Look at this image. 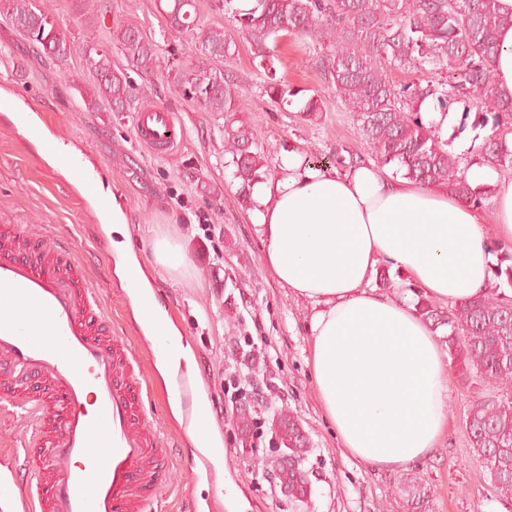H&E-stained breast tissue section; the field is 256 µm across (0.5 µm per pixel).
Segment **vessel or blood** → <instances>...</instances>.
Listing matches in <instances>:
<instances>
[{"label":"vessel or blood","instance_id":"vessel-or-blood-1","mask_svg":"<svg viewBox=\"0 0 512 512\" xmlns=\"http://www.w3.org/2000/svg\"><path fill=\"white\" fill-rule=\"evenodd\" d=\"M138 142L168 155L184 132L164 108L138 112ZM50 154L88 194L97 180L86 153ZM28 239L0 229V408L18 405L31 428L0 449V474L18 486L6 512H146L166 457L144 408L153 387L139 373L138 341L113 335L79 256L59 247L40 262L22 256ZM199 380L172 370L181 435L196 428Z\"/></svg>","mask_w":512,"mask_h":512}]
</instances>
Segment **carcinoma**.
Masks as SVG:
<instances>
[{"mask_svg": "<svg viewBox=\"0 0 512 512\" xmlns=\"http://www.w3.org/2000/svg\"><path fill=\"white\" fill-rule=\"evenodd\" d=\"M168 26L194 32L191 61L173 77L174 87L210 112L237 111V83L230 75L207 69L211 59H232L234 42L220 28H199L196 0H159ZM224 14L252 38L255 57L264 64L265 92L283 103L300 102L311 118L322 100L303 94L276 77L270 44L296 34L316 41L308 62L336 91L353 115L361 139L381 166L423 186L443 187L477 206L491 198L490 189L475 190L466 179L474 164L499 173L512 172V97L499 90L493 60L500 28L508 23L496 0H218ZM0 14L44 56L62 61L76 47L56 25L43 0H0ZM127 68L112 69L109 51L87 46L86 62L96 73L83 111L126 112L137 98L132 74L150 77L155 44L133 27L109 32ZM402 72L434 71L442 78L396 84L390 68ZM474 103L481 127L490 133L470 155L448 150L436 124L425 121L421 105L428 99L442 108L448 99ZM256 135L249 122L224 127V151L231 156L240 182L238 203L253 206L251 189L268 172L254 151ZM419 317L442 338L453 360L499 390L468 411L466 425L472 452L481 458L495 492L512 498V296L502 291L454 303L444 311L417 295ZM276 434L288 448V468L278 467L288 493H304L299 465L308 438L293 416L277 419Z\"/></svg>", "mask_w": 512, "mask_h": 512, "instance_id": "1", "label": "carcinoma"}]
</instances>
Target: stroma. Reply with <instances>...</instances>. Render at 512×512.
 Wrapping results in <instances>:
<instances>
[{"label": "stroma", "mask_w": 512, "mask_h": 512, "mask_svg": "<svg viewBox=\"0 0 512 512\" xmlns=\"http://www.w3.org/2000/svg\"><path fill=\"white\" fill-rule=\"evenodd\" d=\"M77 0H47L57 25L79 45L105 42L119 26L137 28L156 45L157 58L138 96L175 112L185 128L176 153L154 155L136 139L130 112H87L83 94L93 74L82 55L58 63L41 56L0 16V225L10 224L46 245L70 248L88 274L112 319L114 335H136L130 298L103 276L108 260L100 245L98 219L78 197L71 179L56 167L21 128L13 127L17 104L28 102L41 115L48 138L64 147L85 145L107 193L122 204L134 256L159 290L185 346L195 349L191 365L211 407V425L224 457L220 480L224 499L196 475L193 447L175 432L176 416L155 362L143 358L154 400L146 409L152 428L167 448L169 465L154 512H188V501L213 505L214 512H415L403 479L414 474L429 496L430 512H512V499L492 489L483 461L469 446L466 416L495 391L479 377L466 376L448 362V430L434 451L399 469L346 461L336 431L324 418L307 362L310 305L268 273L261 240L248 211L237 202L238 182L224 155L229 114L209 112L178 94L172 70L186 64L188 36L167 27L158 0H103L97 17L83 16ZM201 21L223 28L236 44L233 59H214L210 69L229 71L239 86L238 115L251 122L257 150L267 169L279 174L285 157L316 148L319 165L335 167L337 154L368 156L356 126L334 91L307 62L306 39L291 35L276 44V74L322 101L318 117L305 119L299 103L270 100L266 75L247 33L238 30L216 0H196ZM470 104H448L452 120L440 130L450 151L470 152L483 128L465 119ZM177 238L188 255L186 268L156 265L154 236ZM292 413L312 447L301 470L305 497L288 496L276 465L285 448L275 434L279 414Z\"/></svg>", "instance_id": "35a3bbf8"}]
</instances>
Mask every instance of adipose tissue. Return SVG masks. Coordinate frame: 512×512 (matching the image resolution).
<instances>
[{"instance_id": "adipose-tissue-1", "label": "adipose tissue", "mask_w": 512, "mask_h": 512, "mask_svg": "<svg viewBox=\"0 0 512 512\" xmlns=\"http://www.w3.org/2000/svg\"><path fill=\"white\" fill-rule=\"evenodd\" d=\"M496 6L511 19L499 31L496 81L512 95V0ZM466 177L494 188L488 213L373 162L340 173L292 154L253 188L264 265L312 307L308 362L345 458L398 469L428 456L446 431L448 379L434 334L368 284L385 262L436 301L489 292L490 240L512 241V180L479 165Z\"/></svg>"}]
</instances>
